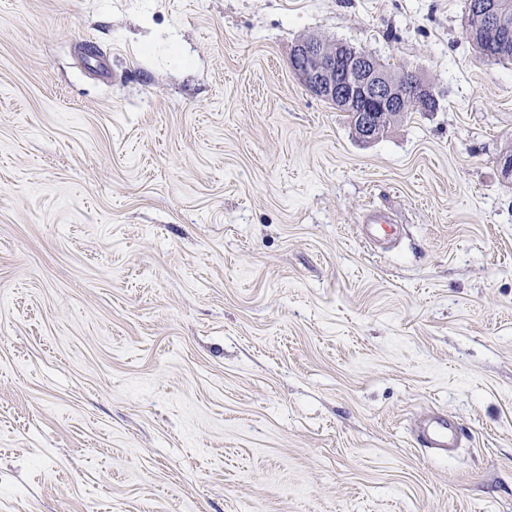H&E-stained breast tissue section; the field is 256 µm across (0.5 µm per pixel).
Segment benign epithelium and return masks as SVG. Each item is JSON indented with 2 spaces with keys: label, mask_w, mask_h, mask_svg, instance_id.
I'll list each match as a JSON object with an SVG mask.
<instances>
[{
  "label": "benign epithelium",
  "mask_w": 512,
  "mask_h": 512,
  "mask_svg": "<svg viewBox=\"0 0 512 512\" xmlns=\"http://www.w3.org/2000/svg\"><path fill=\"white\" fill-rule=\"evenodd\" d=\"M482 25L499 52L512 49V26L502 20V0H483L479 5ZM291 66L299 81L314 95L340 106L352 102L346 89L357 93L362 111L360 137L373 139L378 113L392 112L406 100L425 111L437 106L431 88L412 70L393 74L365 53H349L344 45L319 38L297 43L291 51Z\"/></svg>",
  "instance_id": "7a95c632"
}]
</instances>
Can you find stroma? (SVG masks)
<instances>
[{"instance_id": "1", "label": "stroma", "mask_w": 512, "mask_h": 512, "mask_svg": "<svg viewBox=\"0 0 512 512\" xmlns=\"http://www.w3.org/2000/svg\"><path fill=\"white\" fill-rule=\"evenodd\" d=\"M466 21L0 0V512H512V61ZM308 36L438 110L359 139ZM366 237L371 241L389 237L394 239L401 234V226L398 224H389L382 217H375L371 224H366ZM464 433L445 415L422 420L415 428L416 444L421 448L450 451L457 448Z\"/></svg>"}]
</instances>
